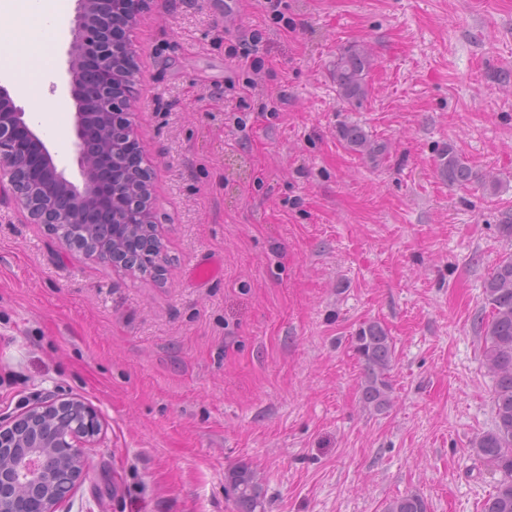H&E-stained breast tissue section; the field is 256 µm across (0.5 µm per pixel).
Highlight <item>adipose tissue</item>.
Wrapping results in <instances>:
<instances>
[{"label":"adipose tissue","mask_w":512,"mask_h":512,"mask_svg":"<svg viewBox=\"0 0 512 512\" xmlns=\"http://www.w3.org/2000/svg\"><path fill=\"white\" fill-rule=\"evenodd\" d=\"M69 0H0V30H14L18 39L0 41V53L10 57L7 76L19 96L33 103L32 117L52 140H59L69 100L64 96L33 95L26 71H34L48 86L55 68L57 38L65 28Z\"/></svg>","instance_id":"adipose-tissue-1"}]
</instances>
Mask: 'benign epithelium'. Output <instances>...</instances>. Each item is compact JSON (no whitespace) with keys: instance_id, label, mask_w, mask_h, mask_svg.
Returning <instances> with one entry per match:
<instances>
[{"instance_id":"benign-epithelium-1","label":"benign epithelium","mask_w":512,"mask_h":512,"mask_svg":"<svg viewBox=\"0 0 512 512\" xmlns=\"http://www.w3.org/2000/svg\"><path fill=\"white\" fill-rule=\"evenodd\" d=\"M149 0H77L69 43L70 92L81 106L74 115L75 148L81 182L74 183L54 161L45 142L22 107L0 86V185L7 186L14 205L29 223L44 226L62 246L72 241L62 224H82L88 247L82 253L101 262L130 269L100 246L98 224H138L152 221L151 179L125 194L120 173L112 168L118 155L137 168V150L144 149L131 119L137 62L127 33L147 10ZM68 413L84 419L83 433L42 430L47 413ZM102 426L95 409L78 397L53 396L23 411L0 417V512H18L20 498L31 512H59L64 498L58 485L74 489L85 476L86 451L100 443Z\"/></svg>"}]
</instances>
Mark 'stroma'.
Masks as SVG:
<instances>
[{
	"mask_svg": "<svg viewBox=\"0 0 512 512\" xmlns=\"http://www.w3.org/2000/svg\"><path fill=\"white\" fill-rule=\"evenodd\" d=\"M150 0L135 121L169 258L153 280L67 253L0 189V415L52 394L102 441L61 512H481L472 448L494 381L474 323L512 242V0ZM373 59L361 103L336 56ZM262 67H254L255 57ZM357 124L385 150H351ZM474 178L449 186L440 150ZM214 262L218 276L192 272ZM393 340L391 404L361 398L352 338ZM225 488L238 512H265L262 485L254 470L247 465L233 468L226 475ZM384 512H427V504L421 496L407 494L390 500Z\"/></svg>",
	"mask_w": 512,
	"mask_h": 512,
	"instance_id": "35a3bbf8",
	"label": "stroma"
}]
</instances>
